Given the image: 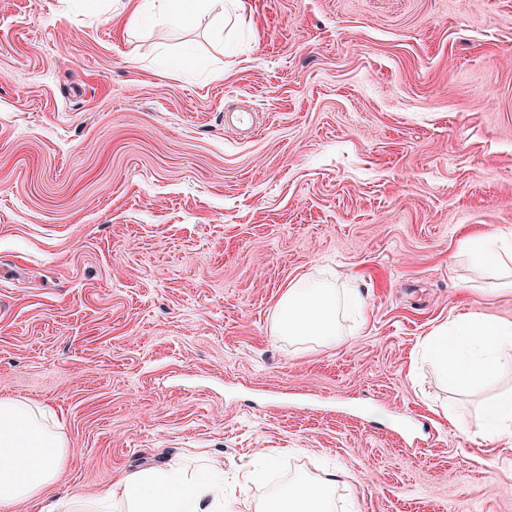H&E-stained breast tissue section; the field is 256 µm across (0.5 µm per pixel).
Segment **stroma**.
Segmentation results:
<instances>
[{
  "instance_id": "35a3bbf8",
  "label": "stroma",
  "mask_w": 512,
  "mask_h": 512,
  "mask_svg": "<svg viewBox=\"0 0 512 512\" xmlns=\"http://www.w3.org/2000/svg\"><path fill=\"white\" fill-rule=\"evenodd\" d=\"M475 229L512 231V0H246L220 33L0 0V398L56 414L53 495L203 449L227 512L323 464L335 512H512V443L475 437L512 373L457 392L422 355L512 321ZM307 274L364 299L335 346L273 331Z\"/></svg>"
}]
</instances>
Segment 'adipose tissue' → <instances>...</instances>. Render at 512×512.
Instances as JSON below:
<instances>
[{"instance_id":"obj_1","label":"adipose tissue","mask_w":512,"mask_h":512,"mask_svg":"<svg viewBox=\"0 0 512 512\" xmlns=\"http://www.w3.org/2000/svg\"><path fill=\"white\" fill-rule=\"evenodd\" d=\"M244 0H133L131 23L146 17L182 27L196 15L244 9ZM460 254L499 265L512 263V232L471 233L458 243ZM335 288L312 277L289 285L273 321L277 336L303 345L333 346L340 339ZM424 351L448 382L467 390L512 369V322L484 314L458 316L449 331L426 340ZM63 435L51 413L37 404L0 398V512L21 503L38 512H60L48 496L69 464ZM344 472L326 469L300 475L257 503L253 512H334L336 487ZM95 512H224V466L211 461L203 476L187 479L180 466L117 473Z\"/></svg>"}]
</instances>
